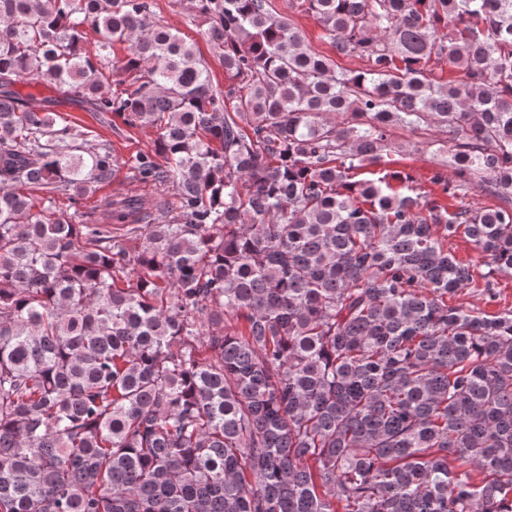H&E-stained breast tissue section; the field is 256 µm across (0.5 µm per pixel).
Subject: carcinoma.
I'll use <instances>...</instances> for the list:
<instances>
[{"instance_id": "obj_1", "label": "carcinoma", "mask_w": 512, "mask_h": 512, "mask_svg": "<svg viewBox=\"0 0 512 512\" xmlns=\"http://www.w3.org/2000/svg\"><path fill=\"white\" fill-rule=\"evenodd\" d=\"M300 5L369 68L270 0H196L223 88L152 0H0V512H512V309L451 301L512 273V0ZM22 79L153 148L87 149ZM427 125L489 205L353 179ZM276 11L288 18V21L297 27L305 40V43L314 51L330 56L336 65L347 71H362L367 67L366 58L360 57L357 53L351 56L336 57L335 51L328 43L319 23L308 13L304 7L289 0H271ZM130 181V174L128 173L127 168H124L119 178H117L114 181H111L110 183L98 186L94 194H89L88 196L84 197L83 200H81L82 204L79 205L80 211L90 212L93 209L96 200L100 196L114 194L123 191L125 188H127V185L128 183H130Z\"/></svg>"}]
</instances>
